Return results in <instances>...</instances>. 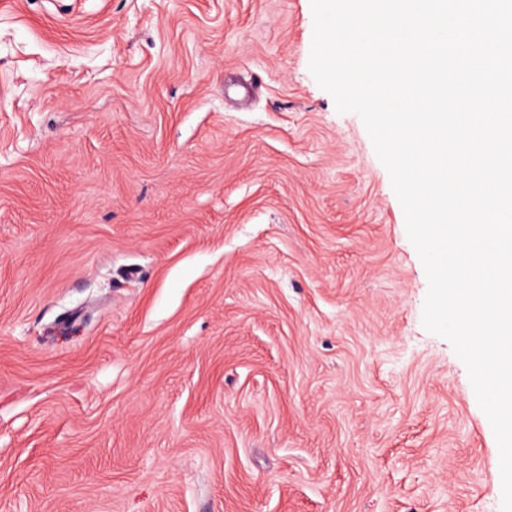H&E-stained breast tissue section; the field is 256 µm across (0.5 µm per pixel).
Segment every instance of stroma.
Instances as JSON below:
<instances>
[{"instance_id": "1", "label": "stroma", "mask_w": 512, "mask_h": 512, "mask_svg": "<svg viewBox=\"0 0 512 512\" xmlns=\"http://www.w3.org/2000/svg\"><path fill=\"white\" fill-rule=\"evenodd\" d=\"M312 36L311 0H0V512H500Z\"/></svg>"}]
</instances>
